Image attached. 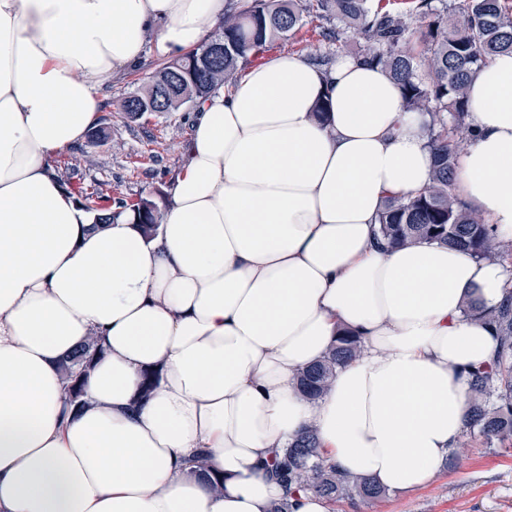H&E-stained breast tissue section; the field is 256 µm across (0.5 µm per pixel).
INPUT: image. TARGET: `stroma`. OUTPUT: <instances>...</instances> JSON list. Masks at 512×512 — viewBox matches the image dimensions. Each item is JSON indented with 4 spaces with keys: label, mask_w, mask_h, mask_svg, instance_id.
Listing matches in <instances>:
<instances>
[{
    "label": "stroma",
    "mask_w": 512,
    "mask_h": 512,
    "mask_svg": "<svg viewBox=\"0 0 512 512\" xmlns=\"http://www.w3.org/2000/svg\"><path fill=\"white\" fill-rule=\"evenodd\" d=\"M329 46L320 21L309 20L288 39L272 43L270 49L312 57ZM165 60V54L151 43L138 65L101 81L98 96L100 113L106 118L105 138L82 140L51 159L52 166L67 169L73 186L108 181L113 197L143 196L158 208L166 207L171 180L183 169L192 114L187 110L146 112L131 121L119 110L121 101ZM84 150L94 153L96 167L78 165ZM467 442L463 454L414 493L390 492L375 501L343 502L334 505L333 512H512V448L487 445L477 435L469 436Z\"/></svg>",
    "instance_id": "35a3bbf8"
}]
</instances>
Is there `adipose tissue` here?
Listing matches in <instances>:
<instances>
[{
	"label": "adipose tissue",
	"mask_w": 512,
	"mask_h": 512,
	"mask_svg": "<svg viewBox=\"0 0 512 512\" xmlns=\"http://www.w3.org/2000/svg\"><path fill=\"white\" fill-rule=\"evenodd\" d=\"M225 2L0 0V512H328L267 471L304 425L344 475L402 493L464 433L469 369L498 343L463 310L497 307L512 274L378 241L386 197L432 164L428 115L380 68L344 52L249 65L198 107L151 239L128 211L95 227L51 171L96 123L105 76L152 41L197 47ZM468 98L455 192L512 238V52L472 74ZM346 331L362 358L304 399L298 370ZM91 339L76 408L61 360Z\"/></svg>",
	"instance_id": "1"
}]
</instances>
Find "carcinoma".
<instances>
[{"label": "carcinoma", "instance_id": "1", "mask_svg": "<svg viewBox=\"0 0 512 512\" xmlns=\"http://www.w3.org/2000/svg\"><path fill=\"white\" fill-rule=\"evenodd\" d=\"M307 17L334 26L330 38L338 51L345 49L349 37L361 39L363 48L356 57L381 67L401 84L407 110L430 115L434 155L429 182L411 196L386 201L378 218L380 236L393 245L447 243L477 258L512 259V240L497 238L479 214L461 205L453 188L456 154L473 135L468 77L495 55L512 52V8L506 0H413L403 12L375 7L370 0H226L224 21L204 43L159 64L145 86L124 98L121 111L135 118L132 103L147 112L161 93L166 112L197 107L221 86L237 81L269 44L288 39ZM216 46L224 52L214 56L209 50ZM78 195L96 222L111 220L114 208L129 209L144 235L156 234L161 212L152 200L114 199L112 189L97 183L80 188ZM480 314L496 335L498 352L493 362L469 371L467 428L490 443L504 442L512 440V290L498 307ZM97 353V344L90 340L63 360L75 407L81 404L80 375ZM363 353L358 337L339 336L322 361L297 373V390L308 400L319 399L336 371ZM272 466L284 484L314 491L330 504L377 500L386 493L369 479H348L328 464L312 425L301 430Z\"/></svg>", "mask_w": 512, "mask_h": 512}]
</instances>
